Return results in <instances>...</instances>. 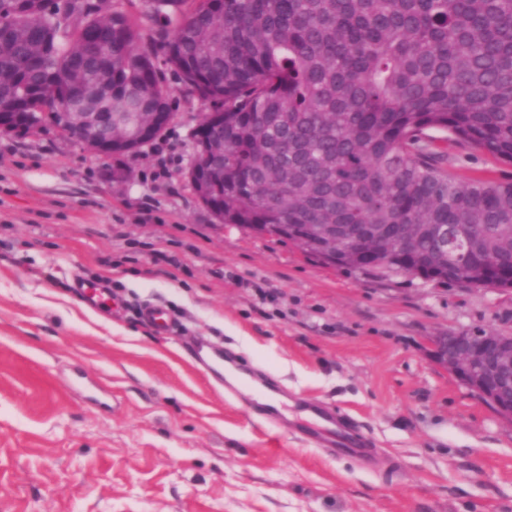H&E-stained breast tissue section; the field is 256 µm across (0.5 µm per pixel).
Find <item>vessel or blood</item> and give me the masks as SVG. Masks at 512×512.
Segmentation results:
<instances>
[{"label":"vessel or blood","mask_w":512,"mask_h":512,"mask_svg":"<svg viewBox=\"0 0 512 512\" xmlns=\"http://www.w3.org/2000/svg\"><path fill=\"white\" fill-rule=\"evenodd\" d=\"M77 297L87 306L97 307L107 302L110 290L106 285L92 283L78 278L74 281ZM143 317L163 336L175 330V319L160 306L149 304L142 310ZM197 364L214 378L224 374V349L212 342L201 340L193 347ZM306 415L294 423L296 432L313 440L316 446L332 449L336 453L355 455L366 454L371 441L357 428H350L346 422L330 409L320 404H310Z\"/></svg>","instance_id":"b4317fda"}]
</instances>
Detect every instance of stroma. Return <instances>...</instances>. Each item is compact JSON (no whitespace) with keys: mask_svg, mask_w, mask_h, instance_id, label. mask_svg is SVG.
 Segmentation results:
<instances>
[{"mask_svg":"<svg viewBox=\"0 0 512 512\" xmlns=\"http://www.w3.org/2000/svg\"><path fill=\"white\" fill-rule=\"evenodd\" d=\"M165 78L174 119L135 155L0 134V512H512V423L425 344L512 332V292L333 269L220 223L186 178L208 106ZM435 138L458 181H512ZM148 303L179 337L141 320ZM199 339L277 380L285 422L202 371ZM309 403L367 432L369 461L289 429ZM74 288L77 297L89 307L105 304L110 297V289L106 285L88 282L78 277L74 279Z\"/></svg>","mask_w":512,"mask_h":512,"instance_id":"stroma-1","label":"stroma"}]
</instances>
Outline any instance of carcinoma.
<instances>
[{
	"label": "carcinoma",
	"mask_w": 512,
	"mask_h": 512,
	"mask_svg": "<svg viewBox=\"0 0 512 512\" xmlns=\"http://www.w3.org/2000/svg\"><path fill=\"white\" fill-rule=\"evenodd\" d=\"M143 0L155 29L122 11L62 26L56 0H0V110L36 123L97 101L117 116L167 112L172 90L224 112V183L209 210L226 224L512 225V181H458L430 132L512 163V0ZM179 17L169 30L172 17ZM97 32L103 61L84 97L41 93ZM426 277L453 279L456 252L426 232ZM512 251L469 249L466 265Z\"/></svg>",
	"instance_id": "obj_1"
}]
</instances>
